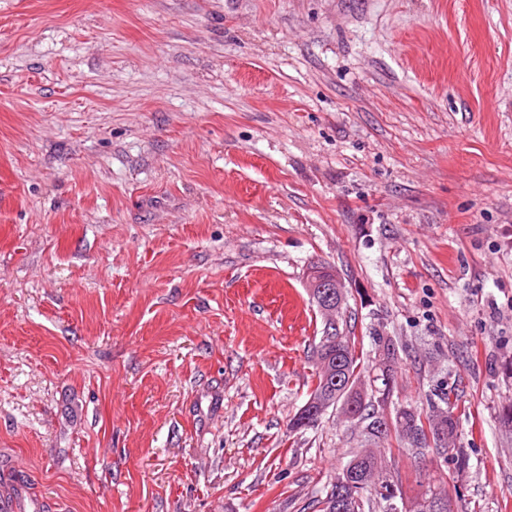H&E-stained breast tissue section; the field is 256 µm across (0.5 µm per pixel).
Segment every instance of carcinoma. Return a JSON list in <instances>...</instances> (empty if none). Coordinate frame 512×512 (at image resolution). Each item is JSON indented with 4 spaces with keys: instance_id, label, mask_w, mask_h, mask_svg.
Masks as SVG:
<instances>
[{
    "instance_id": "obj_1",
    "label": "carcinoma",
    "mask_w": 512,
    "mask_h": 512,
    "mask_svg": "<svg viewBox=\"0 0 512 512\" xmlns=\"http://www.w3.org/2000/svg\"><path fill=\"white\" fill-rule=\"evenodd\" d=\"M346 311L339 315L341 340L326 335L321 330L315 347L316 359L339 361L338 382H324V374L316 370L312 393L324 392L327 404L317 412L322 417L330 408L339 410L345 422L359 430L361 444L347 461L342 476L349 482L348 490L356 496L353 512H393L390 501L400 493L399 487L383 476L386 468L380 447L393 436L402 446L420 457L430 449L451 448L458 438L456 421L450 411L442 408L448 404V393L440 402L428 408L399 406L394 410L392 427L378 433L376 422L379 409L392 402L394 365L398 360L399 344L394 336L372 337L371 350L366 360H361L356 348L358 338L346 320Z\"/></svg>"
}]
</instances>
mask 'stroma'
Here are the masks:
<instances>
[{
    "mask_svg": "<svg viewBox=\"0 0 512 512\" xmlns=\"http://www.w3.org/2000/svg\"><path fill=\"white\" fill-rule=\"evenodd\" d=\"M443 388L405 500L512 512V0H0V460L43 512H317L311 266Z\"/></svg>",
    "mask_w": 512,
    "mask_h": 512,
    "instance_id": "obj_1",
    "label": "stroma"
}]
</instances>
